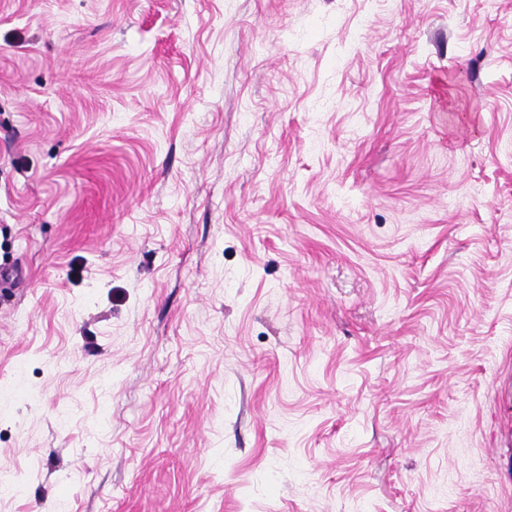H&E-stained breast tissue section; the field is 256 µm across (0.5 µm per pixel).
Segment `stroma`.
Listing matches in <instances>:
<instances>
[{"label": "stroma", "instance_id": "1", "mask_svg": "<svg viewBox=\"0 0 512 512\" xmlns=\"http://www.w3.org/2000/svg\"><path fill=\"white\" fill-rule=\"evenodd\" d=\"M0 512H512V0H0Z\"/></svg>", "mask_w": 512, "mask_h": 512}]
</instances>
